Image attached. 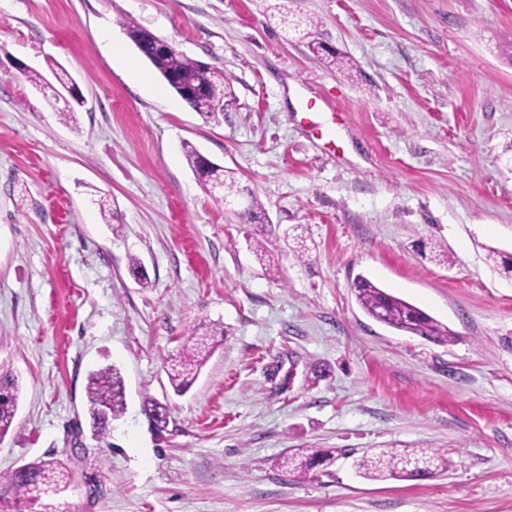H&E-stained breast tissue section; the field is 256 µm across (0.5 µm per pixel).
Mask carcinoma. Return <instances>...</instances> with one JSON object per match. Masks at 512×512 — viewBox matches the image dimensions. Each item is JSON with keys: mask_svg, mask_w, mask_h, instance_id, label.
I'll return each instance as SVG.
<instances>
[{"mask_svg": "<svg viewBox=\"0 0 512 512\" xmlns=\"http://www.w3.org/2000/svg\"><path fill=\"white\" fill-rule=\"evenodd\" d=\"M121 26L140 54L192 110L199 111L200 93L204 89H215L225 98H234L232 79L224 71L186 56L173 45L160 47L159 40L134 21H123ZM183 151L188 166L202 181L219 185L226 198L240 193L234 177H225L224 169L213 163L205 166L204 157L193 145L184 144ZM247 216L251 224L268 221L264 205L255 194L251 195ZM353 288L364 313L391 329L442 345L456 338L447 325L365 276L356 277ZM212 353L209 343L197 340L185 345L178 356L166 360L168 380L176 394L183 395L191 388ZM86 395L92 427L97 433L105 432L125 412V381L114 365L89 374ZM19 399L17 377L7 365L0 364V442L14 424ZM146 415L156 430L167 427V405L154 402L146 409ZM348 454L342 448H296L283 458L281 466L295 478L311 482L329 475L328 467ZM448 454L449 450L439 448H381L364 454L357 468L362 477L372 481L423 480L448 470ZM5 482L16 497L38 501L64 492L70 484V471L60 461H39L13 471Z\"/></svg>", "mask_w": 512, "mask_h": 512, "instance_id": "cac0c4a2", "label": "carcinoma"}]
</instances>
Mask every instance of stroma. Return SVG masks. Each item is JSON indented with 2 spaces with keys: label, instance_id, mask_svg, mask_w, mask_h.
<instances>
[{
  "label": "stroma",
  "instance_id": "35a3bbf8",
  "mask_svg": "<svg viewBox=\"0 0 512 512\" xmlns=\"http://www.w3.org/2000/svg\"><path fill=\"white\" fill-rule=\"evenodd\" d=\"M125 17L224 70L234 101L193 111ZM51 58L85 100L77 126L71 98L17 69ZM303 98L330 106L333 136L300 120ZM187 142L268 223L201 184ZM511 260L512 0H0V362L22 387L0 476L65 462L70 512H512ZM359 274L456 341L368 317ZM215 323L223 344L175 395L167 358ZM104 364L127 408L98 436L86 383ZM291 448H447L451 466L370 481L340 459L306 483L280 465Z\"/></svg>",
  "mask_w": 512,
  "mask_h": 512
}]
</instances>
